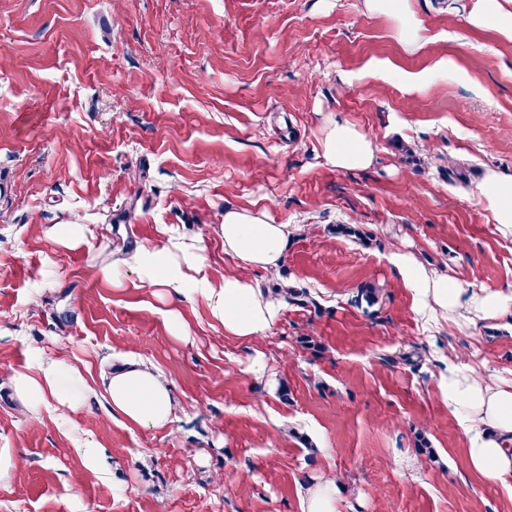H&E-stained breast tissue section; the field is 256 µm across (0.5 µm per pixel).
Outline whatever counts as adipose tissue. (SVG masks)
<instances>
[{
	"label": "adipose tissue",
	"instance_id": "adipose-tissue-1",
	"mask_svg": "<svg viewBox=\"0 0 512 512\" xmlns=\"http://www.w3.org/2000/svg\"><path fill=\"white\" fill-rule=\"evenodd\" d=\"M324 152L338 168H363L372 159L373 145L353 126L336 124L327 133ZM220 233L225 253L245 265L273 270L283 261L290 227L270 223L262 212L229 210ZM391 260L412 292L414 309L429 318L473 324L512 308V295L467 292L447 275L426 270L400 251L392 253ZM130 262L144 288L179 289L196 283L213 318L223 323L225 334L247 340L259 337L280 315V300L264 294L237 273H225L214 282L202 278V254L181 247L175 240L142 248ZM10 382L34 418L50 407L62 414L75 410L86 388L83 374L63 360L42 365L34 373L13 371ZM442 387L449 409L469 436L471 467L491 482L512 476V382L487 381L477 377L470 366L458 364L449 366ZM106 389L113 411L129 423L150 427L171 424L173 402L166 383L144 364L125 363L113 372Z\"/></svg>",
	"mask_w": 512,
	"mask_h": 512
}]
</instances>
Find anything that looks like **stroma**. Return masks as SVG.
Here are the masks:
<instances>
[{"instance_id": "obj_1", "label": "stroma", "mask_w": 512, "mask_h": 512, "mask_svg": "<svg viewBox=\"0 0 512 512\" xmlns=\"http://www.w3.org/2000/svg\"><path fill=\"white\" fill-rule=\"evenodd\" d=\"M474 3L408 0L412 44L366 0H0V512H302L336 472L337 512H512L439 389L452 361L512 381V311L425 321L389 260L512 293V237L479 191L512 177V38L472 25ZM337 123L372 140L367 167L327 162ZM235 208L294 225L278 275L225 253ZM61 224L86 243L56 242ZM171 235L209 279L315 304L225 335L201 295L146 292L126 265ZM112 263L118 281L91 276ZM56 357L83 401L29 419L8 376ZM129 359L165 379L171 425L113 412Z\"/></svg>"}]
</instances>
